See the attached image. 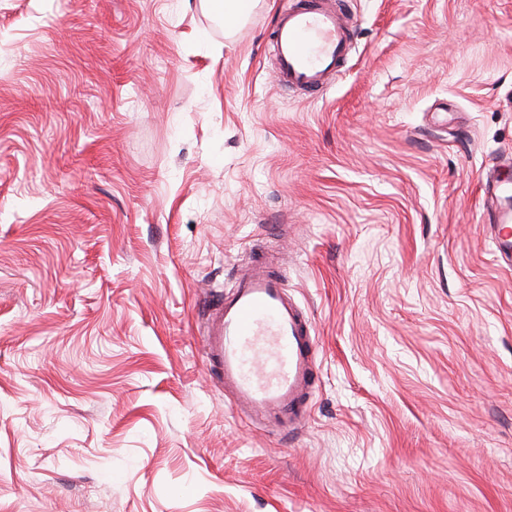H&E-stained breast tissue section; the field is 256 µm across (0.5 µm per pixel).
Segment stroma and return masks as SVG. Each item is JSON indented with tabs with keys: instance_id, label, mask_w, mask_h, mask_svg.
I'll list each match as a JSON object with an SVG mask.
<instances>
[{
	"instance_id": "obj_1",
	"label": "stroma",
	"mask_w": 512,
	"mask_h": 512,
	"mask_svg": "<svg viewBox=\"0 0 512 512\" xmlns=\"http://www.w3.org/2000/svg\"><path fill=\"white\" fill-rule=\"evenodd\" d=\"M260 0H0V512H512V0H340L315 98ZM318 346L297 433L204 356L252 261ZM488 204L486 228L492 244V257L498 264L512 267V211L507 201L512 198V183L498 177H487L482 185Z\"/></svg>"
}]
</instances>
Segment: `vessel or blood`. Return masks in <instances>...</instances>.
<instances>
[{
    "label": "vessel or blood",
    "mask_w": 512,
    "mask_h": 512,
    "mask_svg": "<svg viewBox=\"0 0 512 512\" xmlns=\"http://www.w3.org/2000/svg\"><path fill=\"white\" fill-rule=\"evenodd\" d=\"M273 37L277 84L316 96L339 74L352 33L328 0H286ZM482 190L492 257L512 267V181L491 176ZM203 344L240 418L288 433L307 423L318 354L314 330L267 264L249 266L217 299Z\"/></svg>",
    "instance_id": "1"
}]
</instances>
